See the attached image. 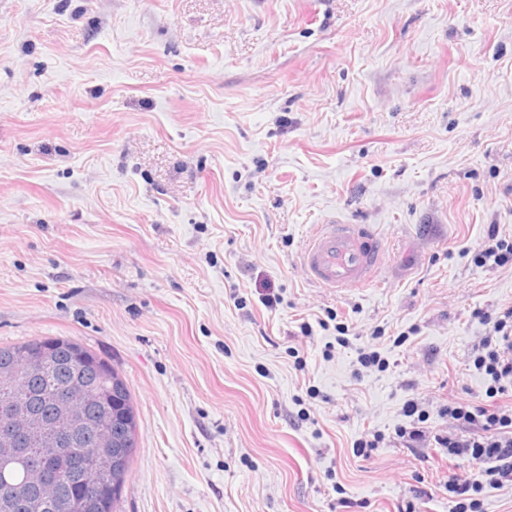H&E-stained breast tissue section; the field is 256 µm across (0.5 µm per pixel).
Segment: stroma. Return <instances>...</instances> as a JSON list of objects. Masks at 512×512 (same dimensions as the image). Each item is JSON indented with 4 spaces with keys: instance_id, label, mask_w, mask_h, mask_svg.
<instances>
[{
    "instance_id": "stroma-1",
    "label": "stroma",
    "mask_w": 512,
    "mask_h": 512,
    "mask_svg": "<svg viewBox=\"0 0 512 512\" xmlns=\"http://www.w3.org/2000/svg\"><path fill=\"white\" fill-rule=\"evenodd\" d=\"M331 220L379 232L369 286L306 278ZM491 224L512 0H0V344L66 336L126 380L116 512H456L474 465L434 438L487 400ZM130 434V426L126 424L120 429L117 428L114 434L112 429L103 428L100 430L99 435V442L102 443L103 445L109 446L111 444H114L115 448H125L124 453H122L120 473L118 478L116 479L120 482L122 488L130 472L134 454L137 448L136 442L132 446V448H126L130 444Z\"/></svg>"
}]
</instances>
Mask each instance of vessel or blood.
<instances>
[{"instance_id":"obj_1","label":"vessel or blood","mask_w":512,"mask_h":512,"mask_svg":"<svg viewBox=\"0 0 512 512\" xmlns=\"http://www.w3.org/2000/svg\"><path fill=\"white\" fill-rule=\"evenodd\" d=\"M376 230L366 224L320 225L309 238L302 268L315 284L330 290L367 287L383 262Z\"/></svg>"}]
</instances>
